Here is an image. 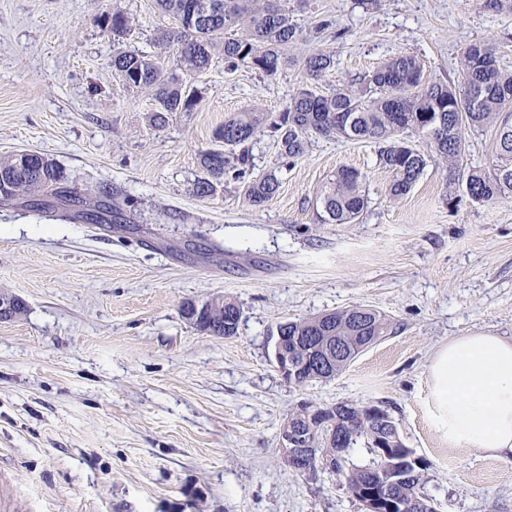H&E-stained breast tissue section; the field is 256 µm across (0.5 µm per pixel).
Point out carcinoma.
Listing matches in <instances>:
<instances>
[{"label": "carcinoma", "mask_w": 512, "mask_h": 512, "mask_svg": "<svg viewBox=\"0 0 512 512\" xmlns=\"http://www.w3.org/2000/svg\"><path fill=\"white\" fill-rule=\"evenodd\" d=\"M161 10L174 17L179 27L162 30L156 41L176 49L177 66L191 76L209 68L215 51L224 55V68H248L266 77H276L296 62L290 51L303 37L288 12L277 0H157ZM130 18L115 12L106 19L112 34L129 28ZM336 66L333 54L318 51L303 59L307 79L317 81ZM115 75L126 86L154 92L157 103L150 121L162 127L172 112H190L200 102L194 87L168 72L165 60L149 52H121L112 59ZM460 85L426 77L423 61L411 54L394 56L358 81L321 95L303 84L277 113L258 108L237 112L224 120L216 139L238 152L226 156L221 150L201 154L203 176L192 191L205 198L230 177L243 181L248 200L259 205L272 198L280 187L276 174L253 177L249 143L270 132L277 139L283 166L301 158L311 136L344 138L375 144L380 164L392 174L388 194L396 200L407 194L427 166L428 158L401 135L412 130L425 137L431 152L444 162H457L465 153L463 130L491 127L495 130V161L492 168H472L466 189L476 202H489L512 194V72L501 67L496 48L487 42L468 44L461 59ZM13 196L62 197L70 192L62 171L38 153H19L0 160V185ZM321 220L348 224L367 207L368 198L361 174L352 168L337 170L322 191ZM0 300L9 308L0 320L15 317L24 303L5 294ZM209 311L182 318L197 330L213 336L238 333L241 308L236 300L224 298L208 305ZM287 336L285 350L295 356L297 371L288 382L304 387L326 381L343 371L363 351L361 337L384 338L391 334L390 321L379 312L353 306L280 324ZM341 354L336 366L317 368L318 349L324 337ZM321 418L307 429L313 473L329 472L340 478L364 501L368 494L392 483L391 496L408 506V512H428L417 504L423 495L422 477L427 469L423 458L398 438H382L374 416L362 402H342L320 408ZM365 448L371 459L356 465L352 449Z\"/></svg>", "instance_id": "cac0c4a2"}]
</instances>
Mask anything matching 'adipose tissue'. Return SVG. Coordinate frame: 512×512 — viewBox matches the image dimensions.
<instances>
[{
	"mask_svg": "<svg viewBox=\"0 0 512 512\" xmlns=\"http://www.w3.org/2000/svg\"><path fill=\"white\" fill-rule=\"evenodd\" d=\"M430 372L449 441L512 456V341L490 334L459 337L435 355Z\"/></svg>",
	"mask_w": 512,
	"mask_h": 512,
	"instance_id": "1",
	"label": "adipose tissue"
}]
</instances>
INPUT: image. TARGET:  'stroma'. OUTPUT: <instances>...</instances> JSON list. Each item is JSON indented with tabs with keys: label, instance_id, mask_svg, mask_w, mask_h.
<instances>
[{
	"label": "stroma",
	"instance_id": "obj_1",
	"mask_svg": "<svg viewBox=\"0 0 512 512\" xmlns=\"http://www.w3.org/2000/svg\"><path fill=\"white\" fill-rule=\"evenodd\" d=\"M302 29L336 26L304 44L336 68L328 94L392 56L419 57L428 77L460 82L464 47L486 41L512 70V12L486 0H288ZM120 11L119 38L104 19ZM156 0H0V159H53L80 193L129 201L112 229L0 204V293L24 312L0 320V494L12 512H363L335 476L285 467L283 419L303 402L383 404L404 444L424 458V491L439 512H512V456L449 443L431 397L430 366L449 341L512 340V196L473 201L470 168L491 160L493 129L469 130L465 155L428 161L410 192L388 195L374 145L313 139L280 167L272 137L250 145L254 173L280 188L254 205L238 182L214 196L192 186L225 118L278 112L305 80L224 69L214 55L192 78L193 111L154 127L152 92L112 69L120 52L174 61L157 44L175 26ZM361 172L369 198L350 224L316 217L338 168ZM233 297L237 335L210 336L184 302ZM354 305L393 332L334 378L297 387L278 371L279 323Z\"/></svg>",
	"mask_w": 512,
	"mask_h": 512
}]
</instances>
